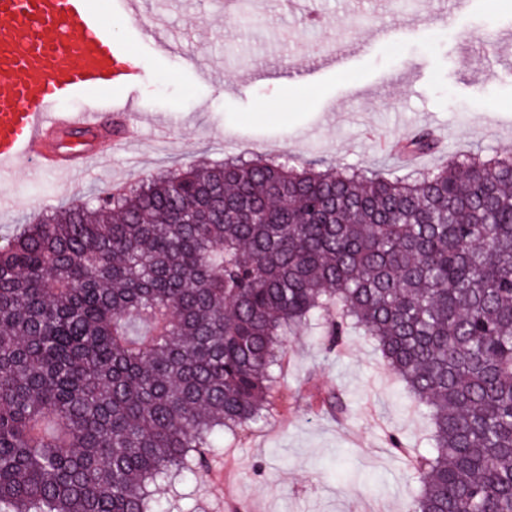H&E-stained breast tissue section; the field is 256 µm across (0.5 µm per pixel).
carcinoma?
<instances>
[{"label":"carcinoma","mask_w":512,"mask_h":512,"mask_svg":"<svg viewBox=\"0 0 512 512\" xmlns=\"http://www.w3.org/2000/svg\"><path fill=\"white\" fill-rule=\"evenodd\" d=\"M307 329L369 337L426 414L413 512H512V160L287 155L150 174L0 243V512H164L158 487L267 420Z\"/></svg>","instance_id":"cac0c4a2"}]
</instances>
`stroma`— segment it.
I'll return each instance as SVG.
<instances>
[{"label":"stroma","instance_id":"obj_1","mask_svg":"<svg viewBox=\"0 0 512 512\" xmlns=\"http://www.w3.org/2000/svg\"><path fill=\"white\" fill-rule=\"evenodd\" d=\"M157 17L177 51L154 54L125 15L107 23L140 62L139 110L165 113L169 128L142 123L131 151L61 136V152L101 157L79 181L24 164L0 173L1 238L89 192L230 155L288 153L389 177L466 155L512 158V0H474L461 16L450 0H147L142 21ZM334 50L349 60L327 63ZM213 65L217 83L201 77ZM275 100L286 114L271 113ZM419 129L437 152L412 163L392 154ZM332 393L342 416L322 407ZM429 432L372 341L354 334L331 349L307 331L291 339L272 417L225 439L210 471L159 493L176 512H413L417 485L388 436L422 448Z\"/></svg>","mask_w":512,"mask_h":512}]
</instances>
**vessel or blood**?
<instances>
[{"label":"vessel or blood","instance_id":"vessel-or-blood-1","mask_svg":"<svg viewBox=\"0 0 512 512\" xmlns=\"http://www.w3.org/2000/svg\"><path fill=\"white\" fill-rule=\"evenodd\" d=\"M140 35L164 53L178 47L157 22ZM125 55L92 0H0V171L24 161L86 173L93 155H61L56 139L74 128L97 129L106 110L128 119L120 146L134 143L139 128L131 91L141 74L125 66ZM86 94L92 97L87 107L66 111Z\"/></svg>","mask_w":512,"mask_h":512}]
</instances>
